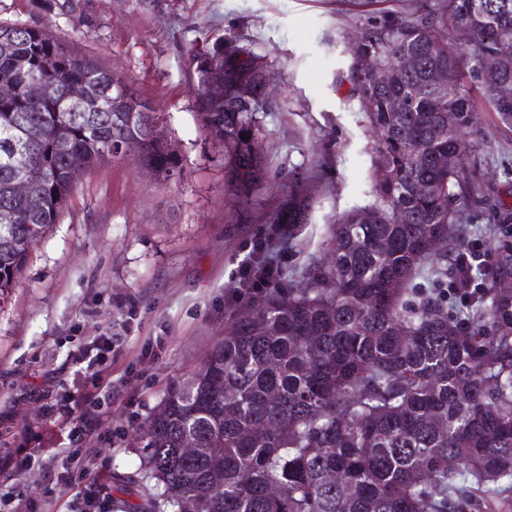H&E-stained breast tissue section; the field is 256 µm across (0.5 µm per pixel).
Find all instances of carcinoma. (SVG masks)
Segmentation results:
<instances>
[{"label": "carcinoma", "mask_w": 512, "mask_h": 512, "mask_svg": "<svg viewBox=\"0 0 512 512\" xmlns=\"http://www.w3.org/2000/svg\"><path fill=\"white\" fill-rule=\"evenodd\" d=\"M470 30V50L453 41ZM416 70L393 68L407 53ZM192 69L201 129L224 142V186L247 201L260 188L263 56L226 37ZM442 72L450 96L430 80ZM48 94L31 102L33 76ZM0 296L30 249L56 223L81 177L119 153L170 181L180 159L158 113L62 112L67 83L99 93L112 79L43 29L0 24ZM476 78L478 93L467 79ZM373 141L372 200L340 214L322 256L298 281L237 304L199 371L164 392L142 426L135 473L100 484L137 501L128 512H448L512 497V224L501 218L487 286L454 320L441 298L413 293L429 271L448 275L465 247L453 234L462 207L483 201L472 175L479 145L466 131L494 112L512 127V0H422L365 28L345 76ZM405 102L402 112L393 102ZM454 127H448V111ZM42 131L14 194L12 142ZM248 139H243V136ZM308 203L288 195L274 224L294 239ZM415 299H407L409 294Z\"/></svg>", "instance_id": "obj_1"}]
</instances>
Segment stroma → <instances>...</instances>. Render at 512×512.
<instances>
[{
    "instance_id": "obj_1",
    "label": "stroma",
    "mask_w": 512,
    "mask_h": 512,
    "mask_svg": "<svg viewBox=\"0 0 512 512\" xmlns=\"http://www.w3.org/2000/svg\"><path fill=\"white\" fill-rule=\"evenodd\" d=\"M409 2L0 0V23L45 29L131 80L161 108L182 165L167 183L128 160L87 173L0 300V410L14 415L13 427L0 430V448L38 459L0 477V489L35 492L46 472H65L28 387L55 370L63 392L74 391L63 363L80 338L115 336L113 374L125 381L105 440L82 450L87 478L134 472L136 431L165 389L191 376L223 338L235 271L287 207L289 191L302 188L309 206L293 245L269 253L287 281L319 254L337 216L369 201L371 137L347 97L348 47ZM225 36L263 55L275 76L274 102L262 115L267 178L241 210L224 195V148L203 134L189 80L190 50ZM472 137L480 144L474 174L487 198L464 207L463 236L486 244L494 216L512 210V128L485 112Z\"/></svg>"
}]
</instances>
